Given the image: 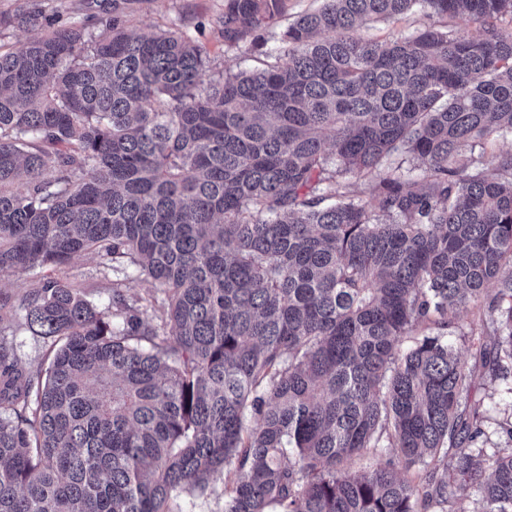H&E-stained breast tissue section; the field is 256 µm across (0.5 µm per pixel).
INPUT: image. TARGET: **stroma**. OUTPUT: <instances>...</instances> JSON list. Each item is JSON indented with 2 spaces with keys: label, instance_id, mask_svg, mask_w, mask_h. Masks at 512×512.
I'll use <instances>...</instances> for the list:
<instances>
[{
  "label": "stroma",
  "instance_id": "stroma-1",
  "mask_svg": "<svg viewBox=\"0 0 512 512\" xmlns=\"http://www.w3.org/2000/svg\"><path fill=\"white\" fill-rule=\"evenodd\" d=\"M322 0H286L285 11L272 29L265 32V46L259 47L252 39L234 44L224 41V0H132L125 14L128 29L141 34L160 31L185 32L203 46L209 58V73L216 76L238 73L261 67L268 50L277 48L282 29L296 16L321 6ZM112 10V0H0V47L16 50L34 34L45 35L72 24L85 26L88 32L100 34V20ZM436 26L448 27L456 36L474 33L473 25L444 19L413 9L396 20H378L362 28L364 37L384 41L397 36H409L417 30ZM43 277L64 280L84 290L89 300L105 307L112 293L111 279L98 271L95 258L79 256L58 267H46L17 276L0 279V297L19 299ZM0 329L12 335L16 356L22 369L47 368L51 358V344L41 337L17 328L9 319L0 320ZM503 381L479 378L472 394L486 412L483 428L488 436V447L505 448L511 445L499 428L506 414L508 398Z\"/></svg>",
  "mask_w": 512,
  "mask_h": 512
}]
</instances>
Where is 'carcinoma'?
I'll use <instances>...</instances> for the list:
<instances>
[{
  "label": "carcinoma",
  "mask_w": 512,
  "mask_h": 512,
  "mask_svg": "<svg viewBox=\"0 0 512 512\" xmlns=\"http://www.w3.org/2000/svg\"><path fill=\"white\" fill-rule=\"evenodd\" d=\"M284 2L225 0V42ZM416 4L481 30L356 34ZM507 14L324 0L275 61L217 79L189 37L119 13L0 51V275L87 253L115 277L102 310L57 279L0 302L55 348L23 378L0 339V512H174L217 480L224 512H453L471 491L512 512V448L478 444L448 341L497 287L474 357L512 377V155H463L512 131ZM399 151L422 181L385 165ZM387 452L404 470L349 467ZM457 319L459 325H463L466 331L469 330L470 325H474L476 343L477 338H480L481 342L488 345L492 344L495 339L494 330L497 324H493L487 315H483L482 309L479 310V307L470 306L467 310L461 311Z\"/></svg>",
  "instance_id": "1"
}]
</instances>
